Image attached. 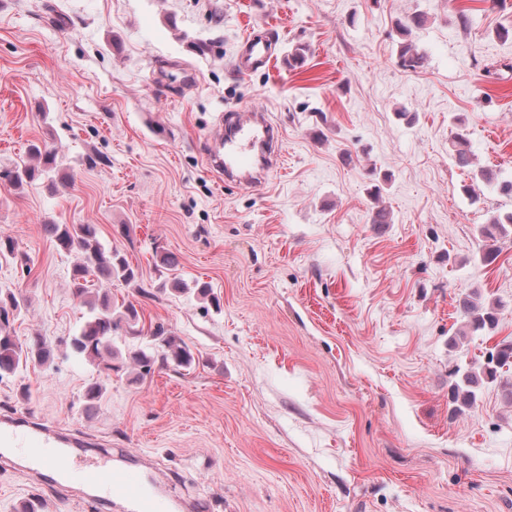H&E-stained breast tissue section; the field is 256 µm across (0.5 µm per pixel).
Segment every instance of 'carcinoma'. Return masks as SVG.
Instances as JSON below:
<instances>
[{
    "label": "carcinoma",
    "instance_id": "obj_1",
    "mask_svg": "<svg viewBox=\"0 0 512 512\" xmlns=\"http://www.w3.org/2000/svg\"><path fill=\"white\" fill-rule=\"evenodd\" d=\"M422 22L421 15L416 14L411 24H402L400 29L405 36L400 43L399 65L405 70L417 71L425 68L427 58L420 53L412 42L407 39L411 34L410 25L418 26ZM455 161L458 167L472 165L473 159L467 148L466 133L459 130L455 136ZM30 156L36 160L31 164L23 162L8 170L7 182L12 186L31 184L39 179L54 182L51 173L57 169L58 153L47 144L33 143L29 148ZM45 236L54 245L64 251L75 253L78 261L74 266L72 284L79 296L86 297L85 304L89 308V316L81 326L78 334L70 342L74 353L101 367V370L119 372L122 366L112 363L116 355L112 353V337L125 331L136 334V326L140 321L137 308L131 302L123 305V310L112 309L110 288L118 282L127 287H137L139 272L117 248L105 245L94 224H45ZM483 234L488 245L482 250L479 260L482 263L494 262L500 252L497 243L506 237H512V214L505 218L493 216L483 227ZM96 278L98 289L90 293L86 282L88 277ZM461 308L467 318V326L473 332L490 334L494 332L498 317L496 308L485 306L471 297L462 300ZM20 313V305L12 295L0 296V375L12 374L19 368L31 363L45 364L52 358V350L39 336L30 337L21 343L12 332L11 318ZM129 360L140 367L151 370L152 365L171 362L181 367H190L193 355L173 334L159 326L152 332V343L148 350L138 349L131 352ZM490 366L482 374L466 372L459 382L453 385V392L462 405L473 404L476 389L482 380L496 379L497 369L512 363V342L497 346L496 353L489 356Z\"/></svg>",
    "mask_w": 512,
    "mask_h": 512
}]
</instances>
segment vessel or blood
I'll return each instance as SVG.
<instances>
[{
	"instance_id": "1",
	"label": "vessel or blood",
	"mask_w": 512,
	"mask_h": 512,
	"mask_svg": "<svg viewBox=\"0 0 512 512\" xmlns=\"http://www.w3.org/2000/svg\"><path fill=\"white\" fill-rule=\"evenodd\" d=\"M274 51L271 33L249 32L241 44V73L269 66ZM274 126L267 112L249 109L247 115L232 110L224 116V135L211 141L204 153L210 169L224 181L258 189L271 172L280 170L283 158L260 159L259 152L274 141ZM81 435H59L31 415L0 414V447L26 449L36 470H50L87 488L88 500L103 505L118 503L122 512H173L174 504L153 477L135 463H113L111 457L87 455Z\"/></svg>"
}]
</instances>
